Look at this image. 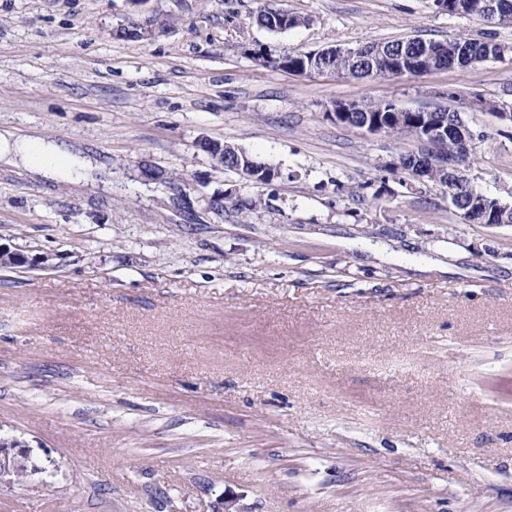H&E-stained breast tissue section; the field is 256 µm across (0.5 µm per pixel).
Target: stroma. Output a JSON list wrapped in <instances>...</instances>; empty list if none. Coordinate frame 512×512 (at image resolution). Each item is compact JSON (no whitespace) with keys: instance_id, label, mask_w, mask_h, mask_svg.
<instances>
[{"instance_id":"35a3bbf8","label":"stroma","mask_w":512,"mask_h":512,"mask_svg":"<svg viewBox=\"0 0 512 512\" xmlns=\"http://www.w3.org/2000/svg\"><path fill=\"white\" fill-rule=\"evenodd\" d=\"M269 3L304 25L260 27ZM458 34L512 46L435 0H0V132L82 160L0 163V246L30 260L0 267V433L37 467L0 512H512V394L489 385L512 377V225L464 223L393 170L416 141L333 117L461 111L474 184L512 203V122L471 105L512 112V61L257 59ZM231 155L233 156V164H229L225 169L246 174L252 177L255 182L259 183H268L273 179L275 175L274 172L264 170L255 165L254 162L257 161H255L254 158L247 154L243 149L234 146L232 148Z\"/></svg>"}]
</instances>
